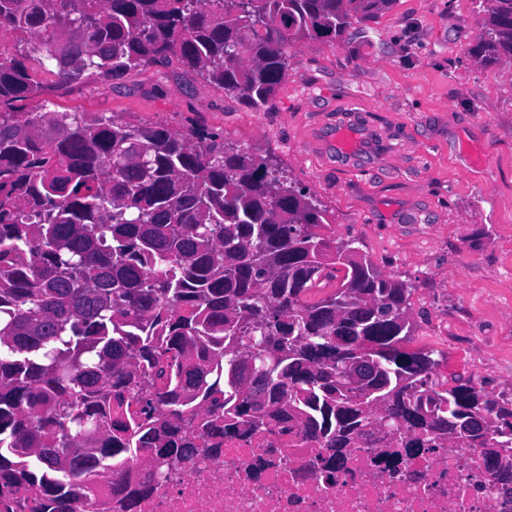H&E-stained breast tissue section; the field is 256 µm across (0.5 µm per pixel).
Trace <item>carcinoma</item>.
I'll return each mask as SVG.
<instances>
[{
	"instance_id": "obj_1",
	"label": "carcinoma",
	"mask_w": 512,
	"mask_h": 512,
	"mask_svg": "<svg viewBox=\"0 0 512 512\" xmlns=\"http://www.w3.org/2000/svg\"><path fill=\"white\" fill-rule=\"evenodd\" d=\"M391 3L0 0L29 46L0 52V512L18 494L75 512L87 474L292 420L328 468L379 427L410 453L483 448L512 480V400L437 379L435 351L406 346L410 288L325 234L285 169L193 130L12 110L41 90L31 50L60 87L176 63L266 110L295 46ZM476 3L481 51L512 56V0Z\"/></svg>"
}]
</instances>
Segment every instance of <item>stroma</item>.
Returning <instances> with one entry per match:
<instances>
[{"label": "stroma", "instance_id": "stroma-1", "mask_svg": "<svg viewBox=\"0 0 512 512\" xmlns=\"http://www.w3.org/2000/svg\"><path fill=\"white\" fill-rule=\"evenodd\" d=\"M480 24L474 0H393L353 38L296 46L266 111L175 67L59 88L34 58L44 88L15 109L213 132L284 167L328 235L411 287V346L440 379L495 392L512 385V59L477 54ZM343 125L378 151L338 153Z\"/></svg>", "mask_w": 512, "mask_h": 512}]
</instances>
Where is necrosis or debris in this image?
I'll return each mask as SVG.
<instances>
[{
  "label": "necrosis or debris",
  "mask_w": 512,
  "mask_h": 512,
  "mask_svg": "<svg viewBox=\"0 0 512 512\" xmlns=\"http://www.w3.org/2000/svg\"><path fill=\"white\" fill-rule=\"evenodd\" d=\"M298 426L224 439L161 468L93 484L76 512H512V483L497 479L482 449L428 444L409 454L396 435L369 432L335 468Z\"/></svg>",
  "instance_id": "4bbe7bcc"
}]
</instances>
